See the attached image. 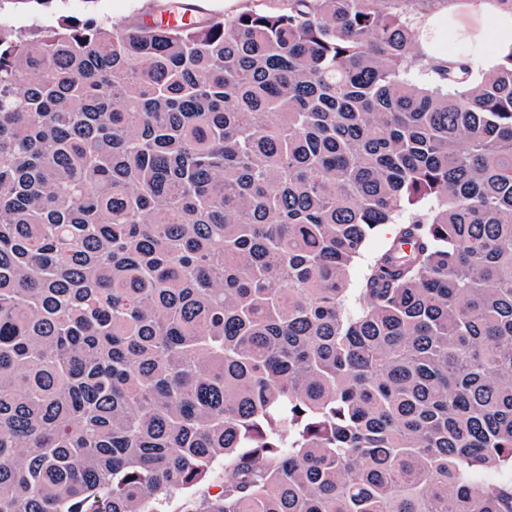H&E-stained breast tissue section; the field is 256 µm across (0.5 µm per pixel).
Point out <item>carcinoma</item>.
Wrapping results in <instances>:
<instances>
[{"mask_svg": "<svg viewBox=\"0 0 512 512\" xmlns=\"http://www.w3.org/2000/svg\"><path fill=\"white\" fill-rule=\"evenodd\" d=\"M53 2L0 0V512H512V47ZM173 0H96L86 3L85 0H62L59 12L78 19H85L90 14L107 18L114 23L136 21L148 7L155 14L164 11ZM389 227H379L370 233L367 238L361 255L353 265L350 272V288L359 287L363 276L375 257L380 254L388 245Z\"/></svg>", "mask_w": 512, "mask_h": 512, "instance_id": "carcinoma-1", "label": "carcinoma"}]
</instances>
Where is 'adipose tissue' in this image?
<instances>
[{
    "mask_svg": "<svg viewBox=\"0 0 512 512\" xmlns=\"http://www.w3.org/2000/svg\"><path fill=\"white\" fill-rule=\"evenodd\" d=\"M449 26L467 37L512 45V14L501 11L493 0H469L464 12L451 10L426 17L420 24L419 50L436 61H447L448 54L438 34Z\"/></svg>",
    "mask_w": 512,
    "mask_h": 512,
    "instance_id": "ef3b65f1",
    "label": "adipose tissue"
}]
</instances>
